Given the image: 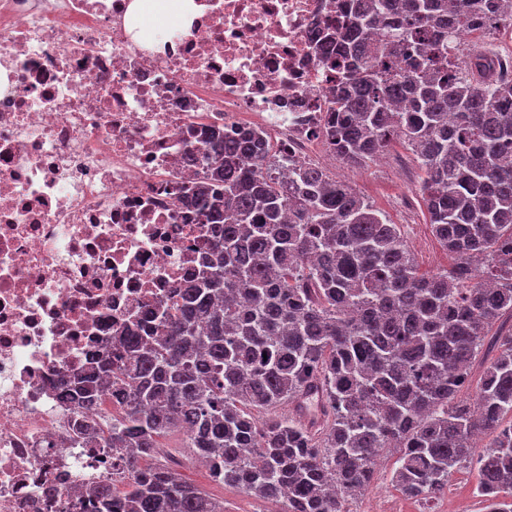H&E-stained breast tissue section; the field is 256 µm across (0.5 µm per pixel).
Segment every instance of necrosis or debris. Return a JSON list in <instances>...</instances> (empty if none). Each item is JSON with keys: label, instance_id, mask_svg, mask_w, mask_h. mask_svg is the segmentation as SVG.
<instances>
[{"label": "necrosis or debris", "instance_id": "1", "mask_svg": "<svg viewBox=\"0 0 512 512\" xmlns=\"http://www.w3.org/2000/svg\"><path fill=\"white\" fill-rule=\"evenodd\" d=\"M0 0V512H62L120 463L71 445L61 394L204 257L184 194L210 130L311 160L343 0ZM163 3V4H162ZM186 8L182 0H135L129 10L141 16L156 19H168L162 23V27L170 24L173 17L180 14Z\"/></svg>", "mask_w": 512, "mask_h": 512}]
</instances>
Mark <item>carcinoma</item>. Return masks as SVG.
Wrapping results in <instances>:
<instances>
[{
  "instance_id": "cac0c4a2",
  "label": "carcinoma",
  "mask_w": 512,
  "mask_h": 512,
  "mask_svg": "<svg viewBox=\"0 0 512 512\" xmlns=\"http://www.w3.org/2000/svg\"><path fill=\"white\" fill-rule=\"evenodd\" d=\"M490 16L512 0H356L325 100L346 164L411 151L446 268L421 271L400 225L321 166L252 132L205 143L192 204L224 225L206 265L66 393L75 447L124 449L130 475L119 494L83 485L82 512H224L169 462L142 465L174 430L213 481L281 512H348L390 449L405 495L471 468L485 512H512V81L484 50L448 55ZM112 396L117 422L84 416Z\"/></svg>"
}]
</instances>
